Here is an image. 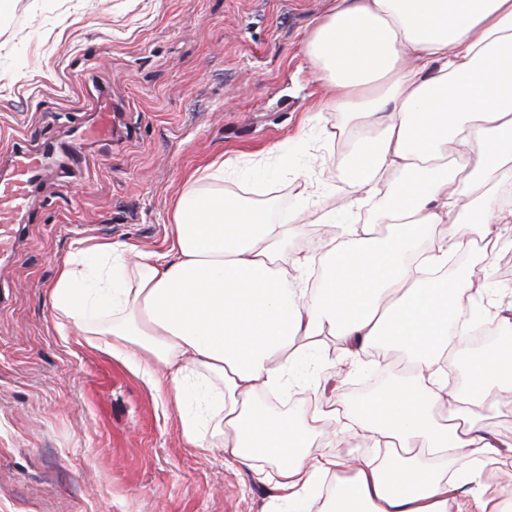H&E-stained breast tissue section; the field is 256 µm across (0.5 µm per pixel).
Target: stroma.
Wrapping results in <instances>:
<instances>
[{
  "instance_id": "stroma-1",
  "label": "stroma",
  "mask_w": 512,
  "mask_h": 512,
  "mask_svg": "<svg viewBox=\"0 0 512 512\" xmlns=\"http://www.w3.org/2000/svg\"><path fill=\"white\" fill-rule=\"evenodd\" d=\"M332 0H10L0 13V152L68 146L96 99L112 108L110 148L64 160L32 192L20 246L0 255V512H266L257 470L221 449L192 447L180 409L141 371L75 331L60 334L48 289L83 239L170 242L188 176L219 154H252L292 138L318 98L301 52ZM330 187L349 189L342 140L300 156ZM322 229L302 224L282 254L318 269ZM467 269L512 288V232ZM334 336L322 337L332 399L349 402L392 380L363 383Z\"/></svg>"
}]
</instances>
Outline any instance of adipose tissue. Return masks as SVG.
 I'll list each match as a JSON object with an SVG mask.
<instances>
[{
  "label": "adipose tissue",
  "instance_id": "adipose-tissue-1",
  "mask_svg": "<svg viewBox=\"0 0 512 512\" xmlns=\"http://www.w3.org/2000/svg\"><path fill=\"white\" fill-rule=\"evenodd\" d=\"M302 54L349 125L345 201L324 207L301 168L288 197L246 195L277 182L308 141L334 138L312 112L294 139L207 166L205 179L241 191L182 192L165 252L80 243L57 270L52 307L171 391L194 447L248 469L276 461L272 512H512V497L468 490L483 466L512 459V441L483 424L512 404V306L461 386L439 367L467 340L457 295L488 293L469 271L448 279L449 255L474 237L498 243L512 224V0H334ZM378 194L375 224L355 226ZM302 220L329 234L314 281L279 258ZM326 334L351 359L399 352L404 380L309 421L257 406L256 395L303 381ZM358 434L384 458L312 453L317 439ZM463 456L477 466H458Z\"/></svg>",
  "mask_w": 512,
  "mask_h": 512
}]
</instances>
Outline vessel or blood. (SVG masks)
I'll return each mask as SVG.
<instances>
[{"instance_id":"obj_1","label":"vessel or blood","mask_w":512,"mask_h":512,"mask_svg":"<svg viewBox=\"0 0 512 512\" xmlns=\"http://www.w3.org/2000/svg\"><path fill=\"white\" fill-rule=\"evenodd\" d=\"M81 136L98 143L111 140V113H97L92 125L84 129ZM12 154L9 166L0 172V253L10 251L15 244L17 221L28 208L31 188L58 164L57 152L53 149L33 153L16 148Z\"/></svg>"}]
</instances>
